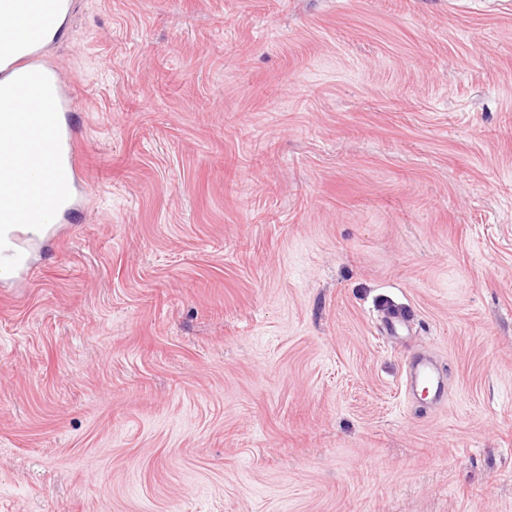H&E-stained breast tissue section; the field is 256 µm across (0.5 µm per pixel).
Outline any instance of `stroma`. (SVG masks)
Wrapping results in <instances>:
<instances>
[{"label": "stroma", "mask_w": 512, "mask_h": 512, "mask_svg": "<svg viewBox=\"0 0 512 512\" xmlns=\"http://www.w3.org/2000/svg\"><path fill=\"white\" fill-rule=\"evenodd\" d=\"M73 2L0 512H512V0ZM59 122L65 176L71 177L73 186L76 187V181L83 179L82 171L78 166V158L83 146L82 137L76 132L74 127L69 124L65 113H63V115L59 113ZM411 379L424 387L429 388L433 397L438 401H442L447 396V387L445 382L438 378L432 367L431 360L415 358L410 361Z\"/></svg>", "instance_id": "obj_1"}]
</instances>
